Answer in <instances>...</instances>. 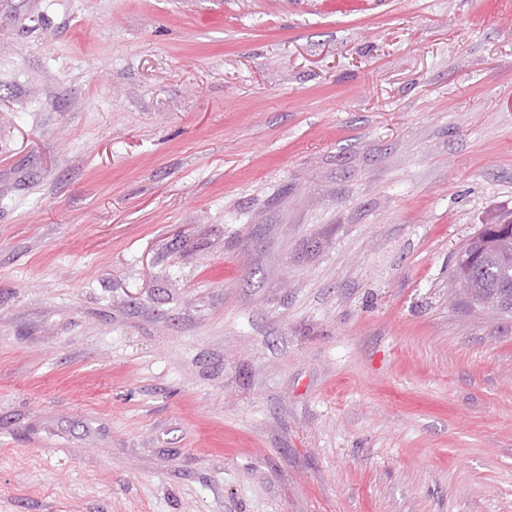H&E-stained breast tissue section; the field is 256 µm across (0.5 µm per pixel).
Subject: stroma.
<instances>
[{
	"mask_svg": "<svg viewBox=\"0 0 512 512\" xmlns=\"http://www.w3.org/2000/svg\"><path fill=\"white\" fill-rule=\"evenodd\" d=\"M512 0H0V512H512ZM489 229L477 238L471 239L459 259L471 253L478 254V265L466 290L472 301L477 298L497 294L504 297L505 309L502 313L512 312V249L503 250L495 244V233L491 224ZM458 259V260H459ZM511 309V312H510Z\"/></svg>",
	"mask_w": 512,
	"mask_h": 512,
	"instance_id": "1",
	"label": "stroma"
}]
</instances>
